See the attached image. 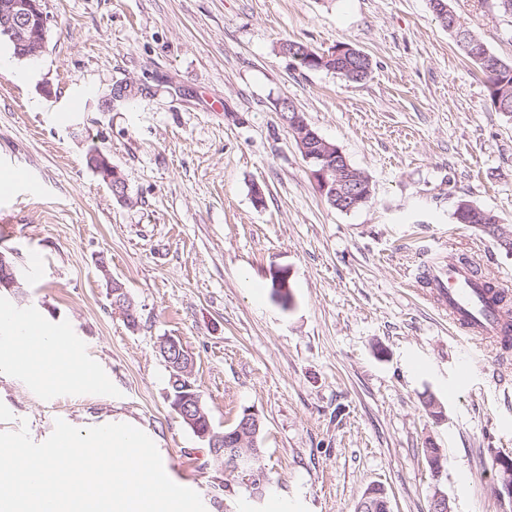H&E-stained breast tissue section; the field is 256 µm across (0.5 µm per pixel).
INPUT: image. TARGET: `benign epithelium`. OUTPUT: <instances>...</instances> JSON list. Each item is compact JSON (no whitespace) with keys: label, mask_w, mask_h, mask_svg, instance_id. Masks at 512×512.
I'll return each instance as SVG.
<instances>
[{"label":"benign epithelium","mask_w":512,"mask_h":512,"mask_svg":"<svg viewBox=\"0 0 512 512\" xmlns=\"http://www.w3.org/2000/svg\"><path fill=\"white\" fill-rule=\"evenodd\" d=\"M443 16L450 17L448 31L458 38H469V32L458 21L456 15L450 10L448 4H438ZM41 10L36 0H0V34L11 40L18 53L23 57L40 55L46 46L47 17L40 14V30L34 35L28 31L25 20L34 11ZM288 127L298 138L303 158L310 166L311 176L321 193H329L330 198H338V204L351 210L368 197L370 187L361 181H355L349 186L339 179L340 166L347 163L342 151H336V158H331V149H323L324 140L306 122L298 110H291L288 118ZM87 159L89 167L96 173L104 174L107 184H112V175L105 172L110 166L108 159L100 152L91 150ZM17 285L15 272L8 257L0 253V288H12ZM109 296L112 306L122 312L126 321L135 317L134 306L124 286L115 279H109ZM161 353L166 366L172 372L173 379L177 380L176 389L167 394L172 409L192 427L196 434L210 443L213 448L214 463L225 467L235 473H249L252 471L250 459L241 454H224L229 448L256 445V437L260 431V421L256 413L247 409L238 428L229 434L214 430L208 426L201 428L200 420L205 418L202 399L190 382L193 361L184 349L180 340L167 337L162 341Z\"/></svg>","instance_id":"obj_1"}]
</instances>
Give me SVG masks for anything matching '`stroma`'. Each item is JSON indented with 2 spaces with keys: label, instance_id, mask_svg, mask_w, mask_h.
Returning a JSON list of instances; mask_svg holds the SVG:
<instances>
[{
  "label": "stroma",
  "instance_id": "obj_1",
  "mask_svg": "<svg viewBox=\"0 0 512 512\" xmlns=\"http://www.w3.org/2000/svg\"><path fill=\"white\" fill-rule=\"evenodd\" d=\"M512 63V15L450 0ZM45 51L0 37V252L23 271L0 304L74 337L94 386L41 391L0 371V431L45 441L56 420L118 418L156 443L170 479L206 512H355L371 486L392 512H512L498 456L512 457V356L460 336L416 283L420 265L478 260L512 281V116L428 0H42ZM287 40L347 43L372 67L352 82L300 67ZM137 94L112 100L113 87ZM291 100L373 186L343 212L318 191L280 119ZM104 153L126 199L86 163ZM263 190L253 200V186ZM499 220L457 223L460 201ZM39 254L40 267L28 257ZM289 272L291 306L272 279ZM122 282L129 327L108 294ZM172 336L217 430L262 423L263 497L215 466L168 400L159 344ZM440 403L433 417L427 398ZM443 448L441 474L423 450Z\"/></svg>",
  "mask_w": 512,
  "mask_h": 512
}]
</instances>
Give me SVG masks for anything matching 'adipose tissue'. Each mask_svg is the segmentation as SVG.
<instances>
[{"mask_svg":"<svg viewBox=\"0 0 512 512\" xmlns=\"http://www.w3.org/2000/svg\"><path fill=\"white\" fill-rule=\"evenodd\" d=\"M40 336L37 347H30L25 339ZM36 374L39 388L49 387L58 376H66L72 385L92 386L90 373L70 363L62 351L56 334L47 328L39 317L11 313L0 317V371Z\"/></svg>","mask_w":512,"mask_h":512,"instance_id":"ef3b65f1","label":"adipose tissue"}]
</instances>
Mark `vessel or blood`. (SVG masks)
Instances as JSON below:
<instances>
[{"mask_svg":"<svg viewBox=\"0 0 512 512\" xmlns=\"http://www.w3.org/2000/svg\"><path fill=\"white\" fill-rule=\"evenodd\" d=\"M421 274L422 286L432 289L434 303L457 330L502 349L512 341V320L503 315L482 281L469 270L451 261L439 267L423 266Z\"/></svg>","mask_w":512,"mask_h":512,"instance_id":"vessel-or-blood-1","label":"vessel or blood"}]
</instances>
